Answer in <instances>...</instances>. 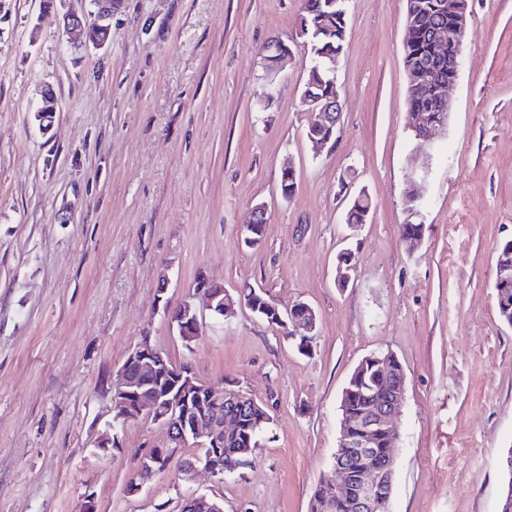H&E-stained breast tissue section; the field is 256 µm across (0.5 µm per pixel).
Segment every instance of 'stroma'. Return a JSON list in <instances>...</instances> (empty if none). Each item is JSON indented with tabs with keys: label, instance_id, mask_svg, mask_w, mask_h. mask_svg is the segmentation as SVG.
<instances>
[{
	"label": "stroma",
	"instance_id": "1",
	"mask_svg": "<svg viewBox=\"0 0 512 512\" xmlns=\"http://www.w3.org/2000/svg\"><path fill=\"white\" fill-rule=\"evenodd\" d=\"M302 6L115 0L94 48L61 26L65 12L91 14L90 0H0V512H79L88 491L98 512H177L197 493L224 512H309L334 461L342 391L361 359L387 351L406 372L390 512H500L512 326L493 284L496 246L512 235V0H469L448 130L430 148L411 134L406 0H348L341 124L318 154L300 103ZM273 39L293 54L271 73ZM48 88L56 112L43 131ZM361 191L373 209L351 228ZM258 204L265 236L248 247L240 228ZM410 221L427 227L414 252L401 239ZM201 269L284 310L311 305L310 355L243 306L220 321L203 312L185 346L156 288L178 303ZM146 335L213 387L268 405L273 421L235 474L174 468L131 496L134 454L163 429L132 422L119 450L96 449L112 419L107 377Z\"/></svg>",
	"mask_w": 512,
	"mask_h": 512
}]
</instances>
